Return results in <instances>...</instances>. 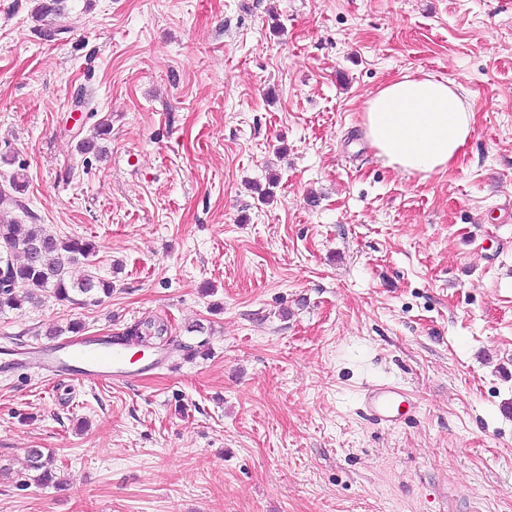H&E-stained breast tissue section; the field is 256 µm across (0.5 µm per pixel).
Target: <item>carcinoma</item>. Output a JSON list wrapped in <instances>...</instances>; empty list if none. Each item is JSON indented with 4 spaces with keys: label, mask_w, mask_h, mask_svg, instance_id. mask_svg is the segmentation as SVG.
Segmentation results:
<instances>
[{
    "label": "carcinoma",
    "mask_w": 512,
    "mask_h": 512,
    "mask_svg": "<svg viewBox=\"0 0 512 512\" xmlns=\"http://www.w3.org/2000/svg\"><path fill=\"white\" fill-rule=\"evenodd\" d=\"M66 0H38L36 20L42 23L41 32L51 38L55 35L52 20L64 14ZM110 134V125L101 121L93 127V134L80 141L78 148L87 153L97 148V142ZM94 253L91 243L79 238L62 239L43 229L22 228L18 219L0 218V312L17 310L26 302L38 298L39 293L51 290L59 301H71L80 294L94 303L112 291V284L104 279L89 276L81 281L69 278L67 264L86 259ZM139 332L166 336L167 323H134L123 336ZM28 467L39 472V479L53 478L49 464L52 455L41 448L28 451Z\"/></svg>",
    "instance_id": "carcinoma-1"
}]
</instances>
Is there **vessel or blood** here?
Returning a JSON list of instances; mask_svg holds the SVG:
<instances>
[{"instance_id": "vessel-or-blood-1", "label": "vessel or blood", "mask_w": 512, "mask_h": 512, "mask_svg": "<svg viewBox=\"0 0 512 512\" xmlns=\"http://www.w3.org/2000/svg\"><path fill=\"white\" fill-rule=\"evenodd\" d=\"M1 355L6 356L8 365L24 367L53 381L109 386L139 377L138 372L127 368L122 345L113 336L54 339L20 349L0 346ZM403 405L402 392L392 383L375 386L364 399L370 416L388 424L398 422Z\"/></svg>"}]
</instances>
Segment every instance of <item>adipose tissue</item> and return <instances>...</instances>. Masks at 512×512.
Returning <instances> with one entry per match:
<instances>
[{
	"label": "adipose tissue",
	"mask_w": 512,
	"mask_h": 512,
	"mask_svg": "<svg viewBox=\"0 0 512 512\" xmlns=\"http://www.w3.org/2000/svg\"><path fill=\"white\" fill-rule=\"evenodd\" d=\"M473 122L472 107L455 82L405 76L367 101L363 131L386 165L424 180L458 160Z\"/></svg>",
	"instance_id": "adipose-tissue-1"
}]
</instances>
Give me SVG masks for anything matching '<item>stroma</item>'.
Masks as SVG:
<instances>
[{
    "label": "stroma",
    "instance_id": "1",
    "mask_svg": "<svg viewBox=\"0 0 512 512\" xmlns=\"http://www.w3.org/2000/svg\"><path fill=\"white\" fill-rule=\"evenodd\" d=\"M34 6L0 0V190L112 294L43 293L0 341L163 319L168 362L0 372V512H512V0H68L51 38ZM409 74L474 110L425 180L362 128ZM386 381L394 426L362 405Z\"/></svg>",
    "mask_w": 512,
    "mask_h": 512
}]
</instances>
